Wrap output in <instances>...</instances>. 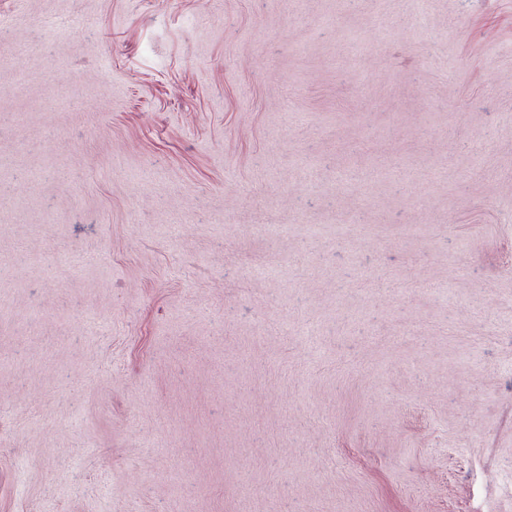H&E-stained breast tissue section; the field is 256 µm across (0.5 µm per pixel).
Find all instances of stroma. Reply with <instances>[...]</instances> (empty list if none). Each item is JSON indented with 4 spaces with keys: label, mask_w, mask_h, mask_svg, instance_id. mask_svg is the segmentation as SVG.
I'll list each match as a JSON object with an SVG mask.
<instances>
[{
    "label": "stroma",
    "mask_w": 512,
    "mask_h": 512,
    "mask_svg": "<svg viewBox=\"0 0 512 512\" xmlns=\"http://www.w3.org/2000/svg\"><path fill=\"white\" fill-rule=\"evenodd\" d=\"M0 35V512H512V0Z\"/></svg>",
    "instance_id": "stroma-1"
}]
</instances>
